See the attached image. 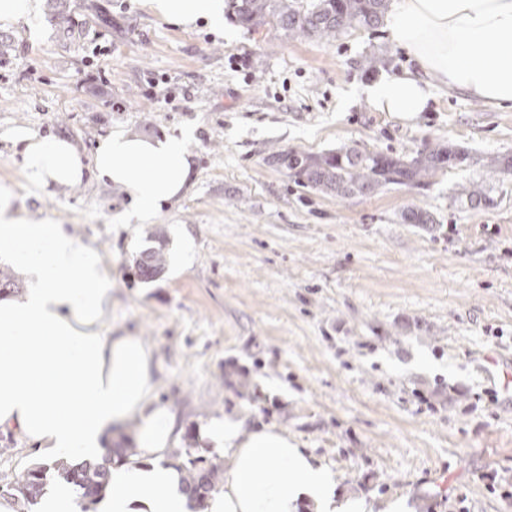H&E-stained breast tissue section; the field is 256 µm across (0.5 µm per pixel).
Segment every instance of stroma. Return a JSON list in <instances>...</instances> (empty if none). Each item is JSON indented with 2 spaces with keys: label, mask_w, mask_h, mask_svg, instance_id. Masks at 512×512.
<instances>
[{
  "label": "stroma",
  "mask_w": 512,
  "mask_h": 512,
  "mask_svg": "<svg viewBox=\"0 0 512 512\" xmlns=\"http://www.w3.org/2000/svg\"><path fill=\"white\" fill-rule=\"evenodd\" d=\"M62 4L83 39H59L48 0L0 26V184L110 263L105 328L152 344L154 395L181 430L174 461L222 464L201 427L229 415L284 430L332 473L337 501L366 512L398 499L411 512H512V174L489 180L482 166L512 155V109L438 85L412 117L375 111L365 87L414 67L383 25L286 41L229 20L176 27L141 0ZM116 125L193 131L192 187L155 223L125 224V193L93 179L34 190L2 137L58 136L90 165ZM435 143L470 165L369 196L316 193L269 161ZM478 179L492 205L458 200ZM410 207L433 223H403ZM183 243L190 267L137 276L143 250L170 262ZM40 463L22 433L0 430V500Z\"/></svg>",
  "instance_id": "obj_1"
}]
</instances>
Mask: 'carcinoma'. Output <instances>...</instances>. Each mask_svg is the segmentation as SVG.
I'll return each instance as SVG.
<instances>
[{"instance_id":"cac0c4a2","label":"carcinoma","mask_w":512,"mask_h":512,"mask_svg":"<svg viewBox=\"0 0 512 512\" xmlns=\"http://www.w3.org/2000/svg\"><path fill=\"white\" fill-rule=\"evenodd\" d=\"M227 14L239 24L252 29L270 28L285 39L306 37L334 38L348 30L378 27L389 10L390 0H225ZM58 33L66 41L82 35L83 25L59 8L53 14ZM471 160L469 153L453 145L441 143L425 146L415 156L404 159L380 152L342 146L321 155L296 150L279 151L270 161L283 168L294 182L311 190L336 197L369 195L390 186L427 184L435 172L462 167ZM483 167L494 176L512 172V156L488 158ZM462 194L474 206L490 203L483 184L471 183ZM405 224H432L431 214L420 208H409L401 215ZM164 264L163 256L147 251L137 262L138 276L143 280L156 277ZM185 490L201 508L215 486L218 468L199 467L196 462L182 466ZM59 483L81 491L93 504L112 483V458L54 466ZM47 468L27 470L13 486L23 501L37 503L44 494Z\"/></svg>"}]
</instances>
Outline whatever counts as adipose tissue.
<instances>
[{
	"mask_svg": "<svg viewBox=\"0 0 512 512\" xmlns=\"http://www.w3.org/2000/svg\"><path fill=\"white\" fill-rule=\"evenodd\" d=\"M165 21L188 27L219 24L224 0H144ZM391 42L415 71L365 88L375 111L409 117L432 97L430 76L492 105L512 108V0H397ZM22 147L26 182L44 192L80 182L81 153L68 140L29 128L6 131ZM190 130L161 138L110 129L94 173L129 196L128 224L153 223L163 203L186 194ZM0 262L26 277L18 296L0 297V428L20 431L40 457L95 460L104 439L135 425L134 455L112 468V488L97 512H195L182 474L169 458L179 439L176 417L154 398L158 365L142 337L104 330L112 309V269L68 225L32 219L14 209L0 185ZM224 454V483L206 512H350L337 504L331 473L314 465L274 426L244 430L214 418L203 426Z\"/></svg>",
	"mask_w": 512,
	"mask_h": 512,
	"instance_id": "ef3b65f1",
	"label": "adipose tissue"
}]
</instances>
